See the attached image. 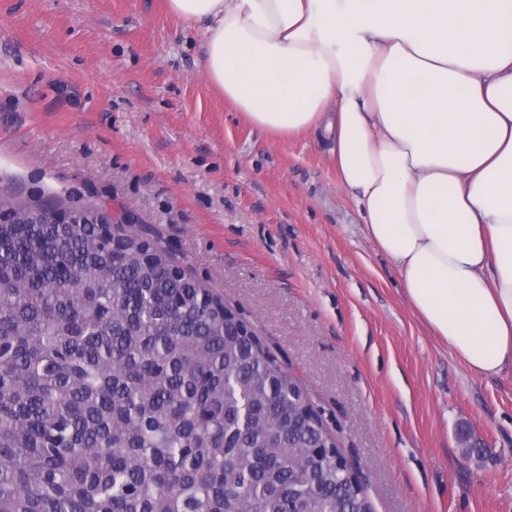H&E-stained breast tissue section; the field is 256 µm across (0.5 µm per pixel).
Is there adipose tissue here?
<instances>
[{
	"label": "adipose tissue",
	"instance_id": "adipose-tissue-1",
	"mask_svg": "<svg viewBox=\"0 0 512 512\" xmlns=\"http://www.w3.org/2000/svg\"><path fill=\"white\" fill-rule=\"evenodd\" d=\"M206 79L285 140L317 130L414 313L512 369V0H168Z\"/></svg>",
	"mask_w": 512,
	"mask_h": 512
}]
</instances>
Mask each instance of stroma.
<instances>
[{"mask_svg":"<svg viewBox=\"0 0 512 512\" xmlns=\"http://www.w3.org/2000/svg\"><path fill=\"white\" fill-rule=\"evenodd\" d=\"M200 40L166 0H0V198L96 205L213 288L299 378L373 512H512V371L479 378L428 331L329 142L252 126Z\"/></svg>","mask_w":512,"mask_h":512,"instance_id":"obj_1","label":"stroma"}]
</instances>
